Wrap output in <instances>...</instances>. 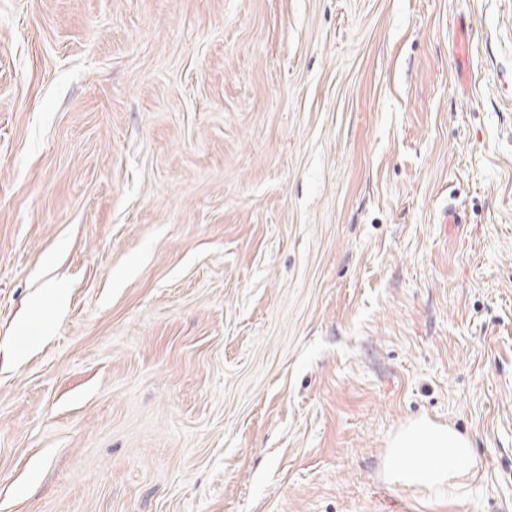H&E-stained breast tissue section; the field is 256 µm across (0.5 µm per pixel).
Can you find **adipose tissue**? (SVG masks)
<instances>
[{
	"mask_svg": "<svg viewBox=\"0 0 512 512\" xmlns=\"http://www.w3.org/2000/svg\"><path fill=\"white\" fill-rule=\"evenodd\" d=\"M391 481L424 487L459 499L477 470V460L466 435L429 420L411 423L389 444L385 463Z\"/></svg>",
	"mask_w": 512,
	"mask_h": 512,
	"instance_id": "obj_1",
	"label": "adipose tissue"
}]
</instances>
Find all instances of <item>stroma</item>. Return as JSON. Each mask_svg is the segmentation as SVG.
Here are the masks:
<instances>
[{
  "label": "stroma",
  "mask_w": 512,
  "mask_h": 512,
  "mask_svg": "<svg viewBox=\"0 0 512 512\" xmlns=\"http://www.w3.org/2000/svg\"><path fill=\"white\" fill-rule=\"evenodd\" d=\"M0 512H512V0H0ZM470 41L471 36L467 31V27L459 26L454 43V58L457 67L456 74L459 80L465 78V66L467 64V58L470 53ZM385 470L391 481L424 487L459 499L478 468L471 442L450 425L411 423L388 446Z\"/></svg>",
  "instance_id": "stroma-1"
}]
</instances>
